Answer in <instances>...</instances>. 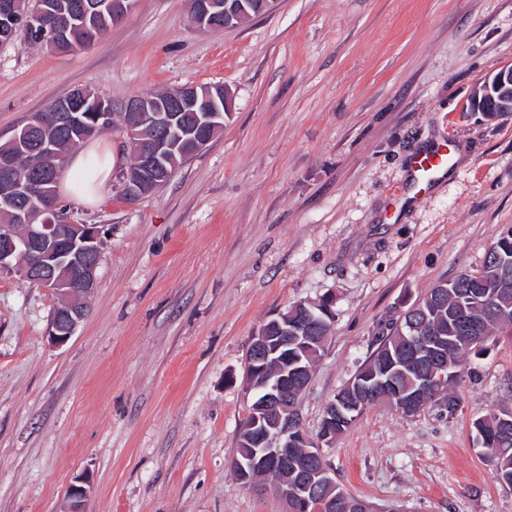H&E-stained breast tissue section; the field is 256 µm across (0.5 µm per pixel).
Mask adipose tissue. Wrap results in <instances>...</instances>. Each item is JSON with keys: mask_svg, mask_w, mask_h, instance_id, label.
Returning <instances> with one entry per match:
<instances>
[{"mask_svg": "<svg viewBox=\"0 0 512 512\" xmlns=\"http://www.w3.org/2000/svg\"><path fill=\"white\" fill-rule=\"evenodd\" d=\"M70 163L72 168L81 172L82 177L64 181L65 194L87 203L96 202L112 175L115 156L111 145L82 148L71 156Z\"/></svg>", "mask_w": 512, "mask_h": 512, "instance_id": "ef3b65f1", "label": "adipose tissue"}]
</instances>
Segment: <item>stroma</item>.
I'll return each mask as SVG.
<instances>
[{
    "label": "stroma",
    "instance_id": "obj_1",
    "mask_svg": "<svg viewBox=\"0 0 512 512\" xmlns=\"http://www.w3.org/2000/svg\"><path fill=\"white\" fill-rule=\"evenodd\" d=\"M512 67V0H275L204 31L187 0H136L71 54L0 44V139L77 87L114 99L184 85L233 94L224 132L162 188L127 203L120 157L73 218L110 228L88 313L64 345L57 297L0 272V512H285L236 478L253 336L274 313L331 300L300 396L316 436L327 404L412 303L479 271L512 227V114L467 111ZM454 141V163L410 194V161ZM454 413L368 406L324 458L376 512H512L477 418L512 408V331L468 355ZM67 490L66 512H86L85 503L90 493L89 482L81 476Z\"/></svg>",
    "mask_w": 512,
    "mask_h": 512
}]
</instances>
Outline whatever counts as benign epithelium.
I'll use <instances>...</instances> for the list:
<instances>
[{"instance_id":"1","label":"benign epithelium","mask_w":512,"mask_h":512,"mask_svg":"<svg viewBox=\"0 0 512 512\" xmlns=\"http://www.w3.org/2000/svg\"><path fill=\"white\" fill-rule=\"evenodd\" d=\"M272 0H192L193 13L190 24L200 30L220 26L224 29L242 25L253 16L265 13ZM47 12L46 4L40 2L30 11L29 27L40 29V34L50 42H62L70 36L71 22L68 16L59 15L53 25L42 22ZM87 98V92L77 88L53 114H39L28 125L27 130L35 134L48 124H60L66 128L92 125L102 132L111 125V113L101 110L83 112L81 101ZM474 110L478 112H512V68L496 73L492 81L475 88ZM231 94L221 87V97H199L197 86H184L178 89L165 105L149 108L140 97L134 96L122 100L123 109L138 115L152 111L154 138L141 147L142 170L123 174V193L128 203L138 199L146 184H156L162 179L166 157L173 150L178 139L180 112H200L194 128L190 130L202 150L209 142L210 113L218 117L230 112ZM39 149L44 158L53 162L55 167L65 163V158L51 141L43 140ZM21 154L0 153V208L12 216V223L0 226V271L15 270L23 278L42 288H47L57 296L54 308L50 337L58 345L69 341L76 328L87 314V299L97 285V269L101 261L103 236L100 226L83 224L72 219L66 224L54 223L51 214L55 212V196L44 188L42 176L18 175ZM46 214L40 224L32 219V208ZM315 319L313 313L295 329H288V317L278 313L276 319L264 323L253 336L248 366L246 369V390L252 394L253 406L248 425L249 434L239 440L238 447L251 448L253 453L243 460L235 458V474L242 480L247 474L259 467H271L272 470L288 466L289 451L296 445L309 448V457L302 462L293 463L298 473L293 485L283 480L272 484L273 491L285 502L292 505L291 512H333L336 498L314 501L318 488L333 484L330 469L323 466L321 449L331 447L336 440V418L349 420L348 405L332 406L324 417L317 440H312L304 431L301 423L299 402L294 393L298 390L310 368L299 363L288 364V357L278 360L279 376L273 381L259 382L271 357L281 350L308 340L310 322ZM417 326L411 325L410 336L406 337L408 357L401 366H393L378 378L359 384L366 398L376 399L396 396L399 398V410L413 412L420 407L423 397L427 396L435 384L444 380L448 364L442 362L437 351V337L428 336L423 347H418ZM416 371L418 382L412 394L399 391L398 379L405 369ZM90 493L89 482L77 477L67 490L66 512H86L85 503Z\"/></svg>"}]
</instances>
